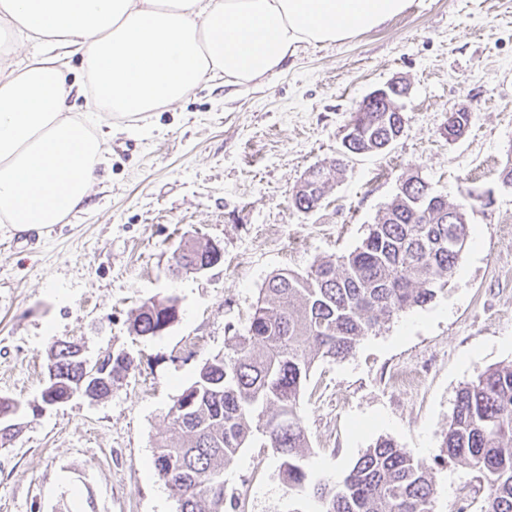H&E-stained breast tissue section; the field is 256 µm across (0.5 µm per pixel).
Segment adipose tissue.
Here are the masks:
<instances>
[{
    "mask_svg": "<svg viewBox=\"0 0 512 512\" xmlns=\"http://www.w3.org/2000/svg\"><path fill=\"white\" fill-rule=\"evenodd\" d=\"M410 0H0V226L42 232L89 195L104 161L100 122L182 101L200 83L242 87L303 45L382 26ZM80 57L87 85L66 58ZM92 95L98 112L73 111Z\"/></svg>",
    "mask_w": 512,
    "mask_h": 512,
    "instance_id": "1",
    "label": "adipose tissue"
}]
</instances>
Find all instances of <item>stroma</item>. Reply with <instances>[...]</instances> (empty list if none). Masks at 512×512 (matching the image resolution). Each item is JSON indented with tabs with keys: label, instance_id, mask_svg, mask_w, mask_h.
Here are the masks:
<instances>
[{
	"label": "stroma",
	"instance_id": "1",
	"mask_svg": "<svg viewBox=\"0 0 512 512\" xmlns=\"http://www.w3.org/2000/svg\"><path fill=\"white\" fill-rule=\"evenodd\" d=\"M401 78L404 131L385 151L353 156L321 205H292L310 168L334 158L352 112ZM457 140L444 126L460 107ZM110 144L81 211L45 234L0 230V396L39 400L52 340L90 357L126 351L134 368L105 399L77 396L27 417L0 448V512H177L154 465L173 400L227 337L243 331L268 279L352 251L399 185L417 175L457 202L475 192L454 275L429 304L394 315L343 360L316 361L300 395L313 475L343 477L378 440L435 468L434 512H458L473 469L440 461L457 395L512 364V0H411L381 27L300 48L262 85L201 84L139 120H108ZM219 243L222 261L172 278L181 239ZM176 298L162 334L129 330L144 300ZM415 366L423 385L392 383ZM271 449L252 444L225 468L226 512H309Z\"/></svg>",
	"mask_w": 512,
	"mask_h": 512
}]
</instances>
